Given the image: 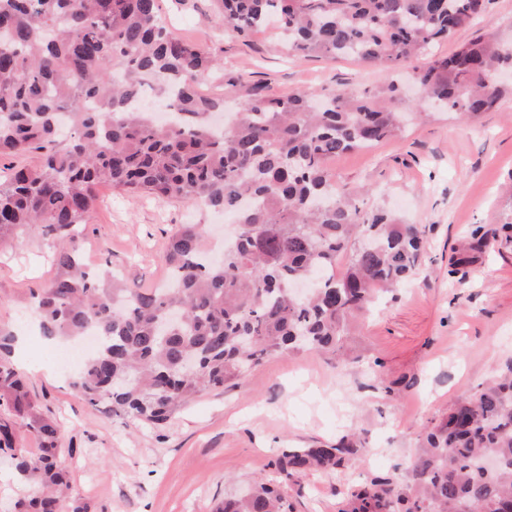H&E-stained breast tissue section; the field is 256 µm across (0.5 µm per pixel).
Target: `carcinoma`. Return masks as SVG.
<instances>
[{"label": "carcinoma", "mask_w": 512, "mask_h": 512, "mask_svg": "<svg viewBox=\"0 0 512 512\" xmlns=\"http://www.w3.org/2000/svg\"><path fill=\"white\" fill-rule=\"evenodd\" d=\"M217 2L224 32L237 38L272 30L306 56L390 72L423 58V99L441 112L475 118L506 92L495 76L512 69V44L477 36L431 54L490 0ZM220 68L215 53L173 34L158 0H0V160H11L0 174V245L19 229L53 238L57 273L31 293L42 335L94 331L100 346L73 388L93 407L107 402L112 414L157 427L268 356L337 352L349 319L414 276L424 253L417 225L362 209L358 192L333 187L326 171L328 159L402 132L396 80L362 95L233 82L235 119L218 132L211 117L224 95L199 86ZM147 87L174 104L176 121L158 125L135 106ZM101 186L232 213L240 232L210 260L203 226L185 224L165 254L170 286L125 288L80 263L81 227ZM339 262L341 277L331 274ZM313 277L309 296L288 292ZM11 340L0 330V454L31 487L12 512H64L71 484L59 430L8 360ZM22 429L36 451L16 447ZM361 453L348 437L285 448L278 483L259 481L213 512H289L282 483ZM341 512H512V359L425 428L405 482L374 476L348 490Z\"/></svg>", "instance_id": "carcinoma-1"}]
</instances>
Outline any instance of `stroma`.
I'll list each match as a JSON object with an SVG mask.
<instances>
[{
  "label": "stroma",
  "instance_id": "35a3bbf8",
  "mask_svg": "<svg viewBox=\"0 0 512 512\" xmlns=\"http://www.w3.org/2000/svg\"><path fill=\"white\" fill-rule=\"evenodd\" d=\"M159 2L176 34L222 50L224 72L204 82L207 93L222 79L277 93H362L390 78L353 59L298 56L269 31L245 42L226 35L213 0ZM479 34L512 39V0H493L433 52L449 54ZM327 171L336 184L365 187L364 209L382 206L420 225L427 245L419 273L357 317L337 355L266 358L162 428L89 407L71 385L77 366L57 361L63 342L41 334L30 293L56 273L52 239L21 231L0 247V329L22 339L11 359L61 428L73 503L83 512H212L224 497L273 478L282 449L353 434L364 446L353 466L288 482L292 512H339L345 489L371 474L404 481L424 428L512 358V241L497 234L512 214V96L474 119L439 113L411 121L398 137L330 159ZM99 195L81 251L132 288L163 278L180 225H205L210 242L224 225L223 214L179 199L109 188ZM479 225L493 234L491 245L466 276L449 275L455 248Z\"/></svg>",
  "mask_w": 512,
  "mask_h": 512
}]
</instances>
